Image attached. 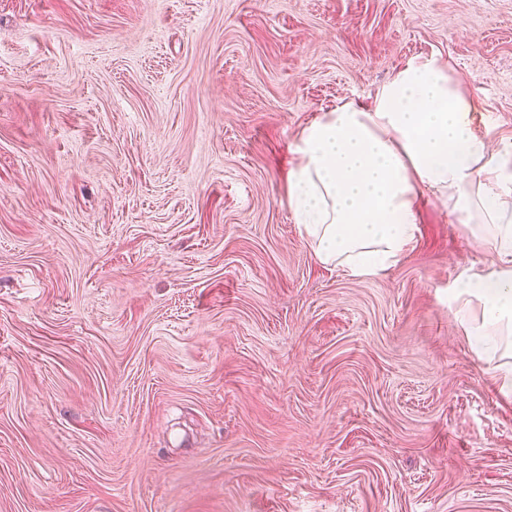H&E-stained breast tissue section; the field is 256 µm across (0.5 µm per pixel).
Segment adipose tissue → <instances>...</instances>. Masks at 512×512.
<instances>
[{
	"mask_svg": "<svg viewBox=\"0 0 512 512\" xmlns=\"http://www.w3.org/2000/svg\"><path fill=\"white\" fill-rule=\"evenodd\" d=\"M476 100L440 56L416 57L364 100L348 98L305 127L288 203L318 259L358 277L397 263L415 240L422 193L471 221L491 270L456 280L477 308L468 341L512 395V142L474 126Z\"/></svg>",
	"mask_w": 512,
	"mask_h": 512,
	"instance_id": "ef3b65f1",
	"label": "adipose tissue"
}]
</instances>
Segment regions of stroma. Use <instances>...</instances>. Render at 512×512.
<instances>
[{
	"label": "stroma",
	"instance_id": "stroma-1",
	"mask_svg": "<svg viewBox=\"0 0 512 512\" xmlns=\"http://www.w3.org/2000/svg\"><path fill=\"white\" fill-rule=\"evenodd\" d=\"M441 55L512 139V0H0V512H512V398L433 196L374 277L305 126Z\"/></svg>",
	"mask_w": 512,
	"mask_h": 512
}]
</instances>
